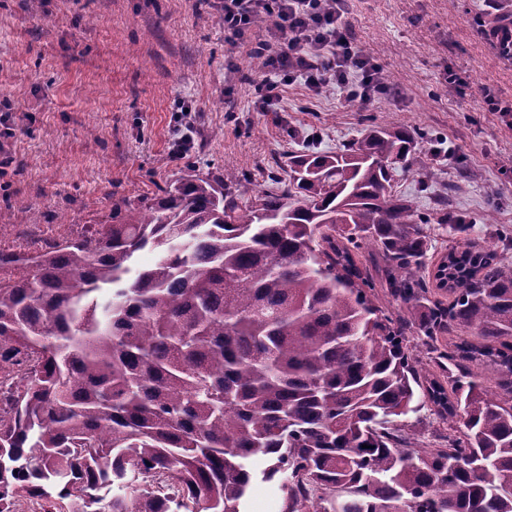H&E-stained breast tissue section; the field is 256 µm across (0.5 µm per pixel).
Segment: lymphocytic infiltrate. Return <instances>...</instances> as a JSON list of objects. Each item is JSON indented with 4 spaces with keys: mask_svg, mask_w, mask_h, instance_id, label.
<instances>
[{
    "mask_svg": "<svg viewBox=\"0 0 512 512\" xmlns=\"http://www.w3.org/2000/svg\"><path fill=\"white\" fill-rule=\"evenodd\" d=\"M345 0H219L228 37L241 36L261 16L273 19L271 40L255 43L252 54L265 61L266 78L255 87L261 110L278 99L282 83L303 76L313 91L333 84L347 98L366 103L385 85L379 64L363 55L340 18ZM287 36V49L273 50L271 41Z\"/></svg>",
    "mask_w": 512,
    "mask_h": 512,
    "instance_id": "f902f5d3",
    "label": "lymphocytic infiltrate"
}]
</instances>
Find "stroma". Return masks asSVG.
Listing matches in <instances>:
<instances>
[{
	"label": "stroma",
	"mask_w": 512,
	"mask_h": 512,
	"mask_svg": "<svg viewBox=\"0 0 512 512\" xmlns=\"http://www.w3.org/2000/svg\"><path fill=\"white\" fill-rule=\"evenodd\" d=\"M482 0H346L343 22L383 69L366 104L337 86L281 85L260 111L248 68L258 19L229 40L210 0H0L1 224H107L116 196H150L178 179L232 172L242 198L277 190L289 155L336 152L374 126L430 131L417 140L396 195L424 212L467 215V235L431 227L424 273L470 239L495 247L512 226V126L489 112L512 99V60L479 32ZM189 103L190 118L179 105ZM190 123L186 161L170 140Z\"/></svg>",
	"instance_id": "1"
}]
</instances>
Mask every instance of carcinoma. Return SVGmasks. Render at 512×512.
I'll return each mask as SVG.
<instances>
[{"label":"carcinoma","instance_id":"carcinoma-1","mask_svg":"<svg viewBox=\"0 0 512 512\" xmlns=\"http://www.w3.org/2000/svg\"><path fill=\"white\" fill-rule=\"evenodd\" d=\"M414 142L379 128L295 155L245 202L188 173L113 201L94 237L1 251L0 361L35 368L0 414V512H243L258 476L287 512H512V402L467 365L489 359L512 396V263L459 245L432 273L451 300L431 299L430 220L391 193ZM366 245L394 317L353 258ZM431 406L448 433L422 447L405 418Z\"/></svg>","mask_w":512,"mask_h":512}]
</instances>
